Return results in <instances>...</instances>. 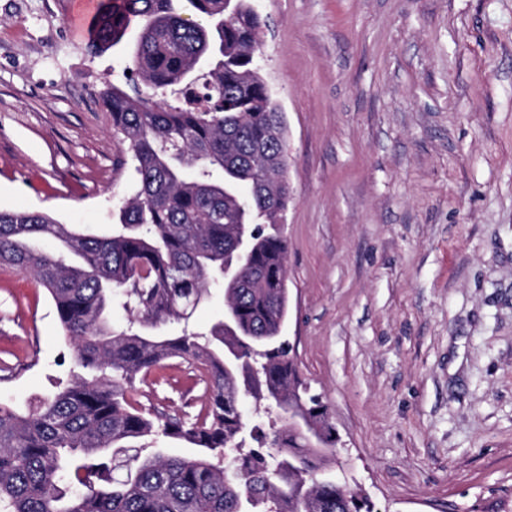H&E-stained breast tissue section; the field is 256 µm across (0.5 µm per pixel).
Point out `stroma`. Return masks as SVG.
<instances>
[{
    "label": "stroma",
    "instance_id": "stroma-1",
    "mask_svg": "<svg viewBox=\"0 0 512 512\" xmlns=\"http://www.w3.org/2000/svg\"><path fill=\"white\" fill-rule=\"evenodd\" d=\"M285 115L288 318L346 481L377 512H512V0H253ZM77 0H0V210L104 233L133 172ZM54 305L0 268V402L77 374ZM171 361L147 411L194 417Z\"/></svg>",
    "mask_w": 512,
    "mask_h": 512
}]
</instances>
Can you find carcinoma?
Listing matches in <instances>:
<instances>
[{
  "label": "carcinoma",
  "instance_id": "obj_1",
  "mask_svg": "<svg viewBox=\"0 0 512 512\" xmlns=\"http://www.w3.org/2000/svg\"><path fill=\"white\" fill-rule=\"evenodd\" d=\"M179 2L103 0L91 25L88 51L98 55L132 20L141 24L126 86L103 93L135 172L110 233L0 211V265L47 290L76 363L97 372L22 412L0 403V512H375L326 473L336 455L329 410L281 336L288 244L268 227L287 207L288 160L284 116L262 75L266 21L251 0L233 12L227 0H187L190 18ZM35 240L58 249L35 250ZM229 263L237 271L227 278ZM213 285L224 288L232 331L222 321L206 333L159 331L188 321ZM120 296L123 328L112 323ZM226 346L240 366L225 367ZM174 359L208 383L192 421L152 418L130 401L137 378ZM271 391L281 400L262 412L282 425L269 441L241 404ZM290 410L303 426L288 421ZM159 437L191 452L165 455ZM129 448V472L116 480L114 458Z\"/></svg>",
  "mask_w": 512,
  "mask_h": 512
}]
</instances>
